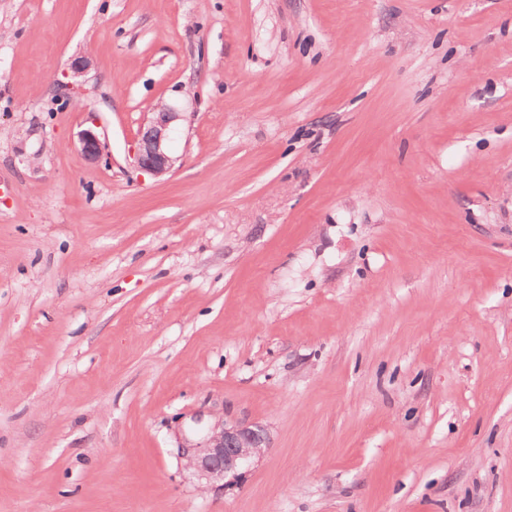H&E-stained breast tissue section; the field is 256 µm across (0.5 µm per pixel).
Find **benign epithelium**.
Returning a JSON list of instances; mask_svg holds the SVG:
<instances>
[{
  "mask_svg": "<svg viewBox=\"0 0 512 512\" xmlns=\"http://www.w3.org/2000/svg\"><path fill=\"white\" fill-rule=\"evenodd\" d=\"M178 113L160 104L148 123L141 129L134 150L138 167L154 176L172 172L177 158L167 150L171 124ZM82 154L97 162L103 154V145L93 130L86 129L79 136ZM270 447V436L261 425L223 422L214 426L202 446L178 449V456L186 461V468L206 486L227 488L244 474L254 461Z\"/></svg>",
  "mask_w": 512,
  "mask_h": 512,
  "instance_id": "7a95c632",
  "label": "benign epithelium"
}]
</instances>
